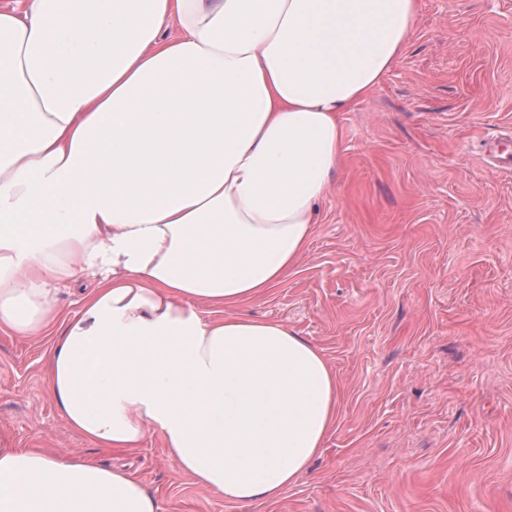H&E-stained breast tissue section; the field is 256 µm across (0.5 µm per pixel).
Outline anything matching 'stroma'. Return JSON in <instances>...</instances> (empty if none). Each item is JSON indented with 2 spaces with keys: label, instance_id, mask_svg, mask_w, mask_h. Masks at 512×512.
I'll return each instance as SVG.
<instances>
[{
  "label": "stroma",
  "instance_id": "35a3bbf8",
  "mask_svg": "<svg viewBox=\"0 0 512 512\" xmlns=\"http://www.w3.org/2000/svg\"><path fill=\"white\" fill-rule=\"evenodd\" d=\"M344 165L298 267L240 308L321 349L340 398L308 470L240 508L167 458L67 427L49 340L0 332V431L126 465L162 512H512V0H421L412 38L341 113Z\"/></svg>",
  "mask_w": 512,
  "mask_h": 512
}]
</instances>
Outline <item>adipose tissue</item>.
<instances>
[{
  "label": "adipose tissue",
  "mask_w": 512,
  "mask_h": 512,
  "mask_svg": "<svg viewBox=\"0 0 512 512\" xmlns=\"http://www.w3.org/2000/svg\"><path fill=\"white\" fill-rule=\"evenodd\" d=\"M418 14V0H0V331L55 333L44 383L70 429L112 451L159 435L195 485L244 508L307 469L336 375L237 309L305 255L343 165L340 115ZM84 274L94 288L62 314L58 290ZM0 512L159 505L123 466L0 434Z\"/></svg>",
  "instance_id": "1"
}]
</instances>
